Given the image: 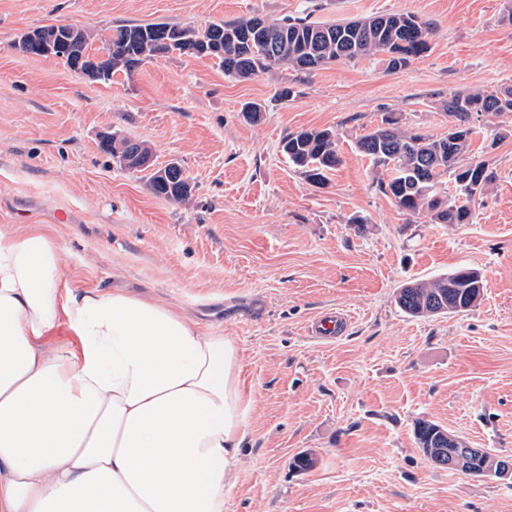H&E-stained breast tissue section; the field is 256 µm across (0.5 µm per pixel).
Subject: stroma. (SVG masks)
I'll list each match as a JSON object with an SVG mask.
<instances>
[{
    "label": "stroma",
    "mask_w": 512,
    "mask_h": 512,
    "mask_svg": "<svg viewBox=\"0 0 512 512\" xmlns=\"http://www.w3.org/2000/svg\"><path fill=\"white\" fill-rule=\"evenodd\" d=\"M507 0H0V231L48 229L72 287L122 288L180 308L232 338L253 396L250 441L224 512H512V480L432 468L415 427L431 421L472 447L512 456V112L474 118L470 161L492 181L466 224L400 211L389 173L357 149L383 119L427 136L456 120L454 94L512 87ZM414 14L428 52L388 71L380 56L239 80L215 59L169 54L92 80L13 48L23 32H99L167 22L196 30L260 16L324 25ZM292 97L281 100L282 88ZM260 104L258 121L243 112ZM332 129L341 163L311 183L280 144ZM179 162L189 200L155 196L116 164L104 135ZM485 284L469 310L405 314L400 288L456 269ZM342 309L347 332H307ZM313 454L307 470L294 459Z\"/></svg>",
    "instance_id": "stroma-1"
}]
</instances>
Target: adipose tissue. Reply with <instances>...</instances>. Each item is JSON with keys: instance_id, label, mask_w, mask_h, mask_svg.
Instances as JSON below:
<instances>
[{"instance_id": "ef3b65f1", "label": "adipose tissue", "mask_w": 512, "mask_h": 512, "mask_svg": "<svg viewBox=\"0 0 512 512\" xmlns=\"http://www.w3.org/2000/svg\"><path fill=\"white\" fill-rule=\"evenodd\" d=\"M240 370L231 338L75 290L52 237L0 232V512H224L250 433Z\"/></svg>"}]
</instances>
